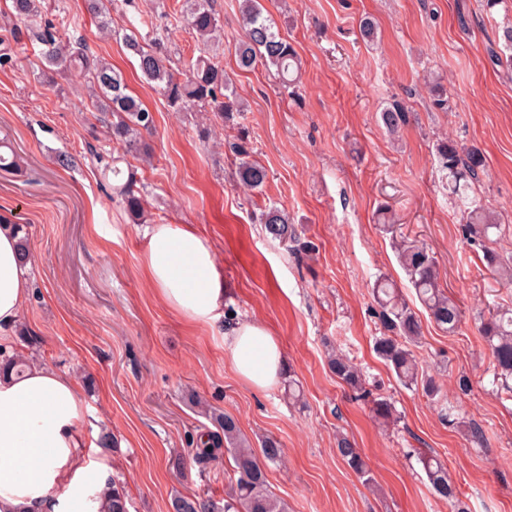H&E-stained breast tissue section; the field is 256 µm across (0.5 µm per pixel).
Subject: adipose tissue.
<instances>
[{"label":"adipose tissue","mask_w":512,"mask_h":512,"mask_svg":"<svg viewBox=\"0 0 512 512\" xmlns=\"http://www.w3.org/2000/svg\"><path fill=\"white\" fill-rule=\"evenodd\" d=\"M142 269L161 301L187 324L224 325V352L238 377L266 390L285 366L282 346L260 324L224 314V277L213 243L188 224H155ZM13 225L0 223V335L16 325L30 281ZM79 382L33 365L0 379V512H103L114 475L106 453L87 454Z\"/></svg>","instance_id":"ef3b65f1"}]
</instances>
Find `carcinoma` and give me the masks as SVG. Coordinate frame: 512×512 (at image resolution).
Listing matches in <instances>:
<instances>
[{"label":"carcinoma","instance_id":"carcinoma-1","mask_svg":"<svg viewBox=\"0 0 512 512\" xmlns=\"http://www.w3.org/2000/svg\"><path fill=\"white\" fill-rule=\"evenodd\" d=\"M85 5L99 30L112 32V17L103 0H85ZM185 5L183 18L196 36L207 42L217 40L220 25L209 0H185ZM240 7L246 30L245 39L235 46L238 67L250 70L261 64L274 69L283 84L295 81L300 61L293 44L274 29V22L263 14L260 0H241ZM0 15L13 21L17 27H25L44 46L41 63L45 69L83 80L90 91L92 109L111 117L108 129L112 140L129 148L141 145L140 136L142 132L153 129L154 119L147 108L127 93V83L121 71L113 69L81 40L67 37L64 22L55 23L43 18V0H4ZM122 41L137 58L142 76L160 90L173 111L199 107L216 113L225 122L240 114L239 103L225 94L229 89V78L215 58L198 57L188 73L179 77L155 50L163 43L159 33L143 35L133 28L123 34ZM382 120L389 131L395 132L406 122V110L394 104L382 113ZM229 150L240 157V185L249 190L261 188L268 179V171L258 162L249 160L252 152L249 143L243 139L231 142ZM435 152L441 170L448 177V194L460 203L464 236L481 248L488 267L512 282V268L503 265L500 255L487 246L489 231L500 228V224L495 211L483 202L477 191L480 173L485 169L481 150L445 139L436 143ZM115 190L132 220L141 222L144 200L135 190L133 174H128ZM261 221L272 239L284 245L297 240L296 230L284 210L271 207L262 213ZM383 230L390 235L399 264L422 306L437 326L448 333L455 332L461 323L462 310L440 288L434 256L426 247L398 236V225L385 224ZM372 293L383 325V332L373 344L375 354L394 371L403 387L419 386L427 397L436 399L441 393L440 385L428 375L409 348L410 344L418 342L421 335L416 312L384 277L376 280ZM478 331L493 358L492 386L512 394V309H494L478 316ZM27 364L28 359L20 352L0 347V375L10 370L22 372ZM328 367L358 400L370 404L376 421L383 425L398 421L391 399L367 389L365 374L350 358L334 353L329 356ZM220 422L224 429V442H197L195 459L200 464H208L218 458L219 449H224L233 461L234 482L222 501L208 495H179L172 502L173 512H287V504L269 491L264 472L266 463L282 460L280 441L268 436L257 451L242 435L234 417L226 414ZM336 451L354 473L369 481L365 461L348 437L337 439ZM420 462L434 497L448 503L454 512H465L456 487L448 481L446 465L430 455L421 456ZM108 498V512H130L129 494L116 477L112 478Z\"/></svg>","mask_w":512,"mask_h":512}]
</instances>
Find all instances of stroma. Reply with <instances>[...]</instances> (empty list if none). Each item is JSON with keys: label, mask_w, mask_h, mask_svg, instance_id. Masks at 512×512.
Listing matches in <instances>:
<instances>
[{"label": "stroma", "mask_w": 512, "mask_h": 512, "mask_svg": "<svg viewBox=\"0 0 512 512\" xmlns=\"http://www.w3.org/2000/svg\"><path fill=\"white\" fill-rule=\"evenodd\" d=\"M45 4L47 18L65 15L69 36L122 71L154 129L144 137L150 158L113 143L89 110L85 85L64 76L41 82L40 45L0 28L13 58L0 67V137L24 159L21 170L0 172V217L24 225L32 276L9 341L79 381L83 431L110 445L130 512H172L179 494L223 498L227 458L199 466L192 446L200 434H220L224 413L251 443L281 442L283 461L265 471L288 512H450L433 497L413 448L445 462L469 512H512V397L492 393L493 358L472 318L493 302L512 308V285L463 238L433 149L450 137L482 150L481 196L502 224L492 246L512 256V65L502 62L512 0L491 9L485 0H262L301 59L293 90L264 66L238 68L240 2L212 0L224 35L218 59L244 107L229 126L212 112L170 111L118 37L132 21L143 33L168 31L165 49L185 73L205 47L186 23L171 21L183 0H115L109 36L84 0ZM365 15L378 26L371 44L359 30ZM436 83L452 110L435 105ZM395 103L407 121L393 134L381 114ZM240 135L268 171L261 190L237 181L239 160L227 143ZM62 153L74 157L73 168L56 164ZM129 166L144 192L140 224L112 192L113 168ZM272 206L314 252L271 238L259 216ZM388 216L434 256L441 288L465 315L457 332L440 329L422 308L382 230ZM158 223L189 224L212 241L230 311L277 336L303 389L300 403L290 404L280 385L249 388L224 353L223 325L188 329L156 297L141 258L145 229ZM380 275L421 320L415 353L441 384V402L402 387L372 350L382 331L372 297ZM333 350L392 398L394 428L382 430L330 372ZM444 402L454 405L456 424L442 414ZM469 423L482 428L483 443L469 439ZM342 435L359 449L369 479L338 457Z\"/></svg>", "instance_id": "stroma-1"}]
</instances>
